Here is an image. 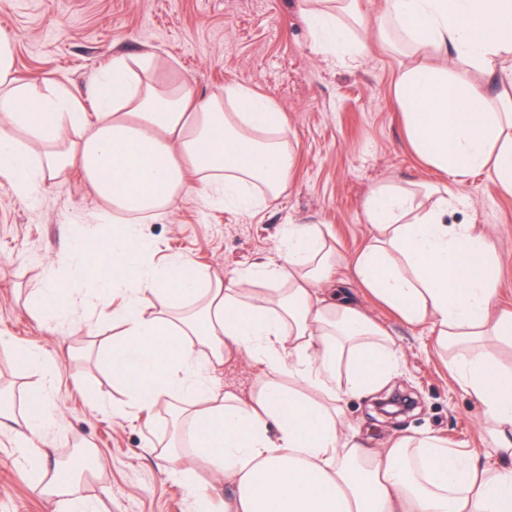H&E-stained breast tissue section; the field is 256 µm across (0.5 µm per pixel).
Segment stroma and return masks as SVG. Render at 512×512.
Masks as SVG:
<instances>
[{"mask_svg": "<svg viewBox=\"0 0 512 512\" xmlns=\"http://www.w3.org/2000/svg\"><path fill=\"white\" fill-rule=\"evenodd\" d=\"M365 23L357 32L364 55L337 60L314 52L295 0H0V34L15 40V69L26 81L60 84L88 99L113 56L158 58L161 77L185 79L200 95L238 84L275 100L284 113L295 164L286 192L249 216L183 193L167 217L140 230L156 244L150 261L190 257L213 280H229L276 258L284 224H316L334 239L340 285L395 340L401 368L388 390L410 393L412 411L379 415L374 396L344 403L348 430L382 441L402 432L428 433L481 464H500L479 403L461 389L429 325H410L355 279L356 256L375 236L365 215L373 190L385 185L440 184L445 174L413 151L395 85L409 57L382 45L376 19L383 0H358ZM469 206L450 211L452 224H472L492 245L499 266L496 305L512 310V196L494 175L474 173L457 185ZM104 202L68 170L26 198L0 184V338L40 348L55 361L50 399L56 421L47 431L46 467L86 448L95 465L68 492L50 496L44 475L22 481L24 459L15 423L0 424V512H68L82 497L98 512H196L181 485L182 460L168 461L175 432L170 406L140 412L126 388L98 359L120 327L88 329L75 320L49 331L26 307L46 268L68 288L86 283L63 261L79 235L107 232ZM263 376L246 357H230L211 373L220 390L250 396ZM43 384L40 373L0 349V389L22 412ZM115 407L126 416L112 415Z\"/></svg>", "mask_w": 512, "mask_h": 512, "instance_id": "1", "label": "stroma"}]
</instances>
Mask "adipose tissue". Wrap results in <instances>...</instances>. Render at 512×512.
<instances>
[{"label": "adipose tissue", "instance_id": "1", "mask_svg": "<svg viewBox=\"0 0 512 512\" xmlns=\"http://www.w3.org/2000/svg\"><path fill=\"white\" fill-rule=\"evenodd\" d=\"M382 20L410 44L413 62L395 94L414 150L448 174L443 187H381L366 203L376 237L355 262L357 279L411 325L430 323L453 351L450 369L481 404L500 449L512 456V367L489 351L512 347V311H496L497 262L483 233L448 223L466 205L455 184L492 170L512 196V97L491 108L481 87L458 76L512 54V0H384ZM312 47L359 56L365 43L341 21L351 0H303ZM94 112L65 87L15 75L14 41L0 36V179L22 198L68 169L108 203L102 239H83L66 262L88 284L74 294L44 275L30 294L45 323L84 303L111 307L120 342L99 360L130 391L133 407L178 402L196 492L195 465L233 486L224 512H512V463L487 469L430 434L367 448L345 433L346 398L368 394L399 370L395 341L354 303L328 300L336 255L315 225H285L278 257L228 282H211L185 257L156 268L137 233L161 220L179 195L253 214L285 191L294 153L279 105L240 85L199 96L186 80L157 77L155 55L113 57L94 89ZM78 130V139L68 137ZM164 299L147 313L149 298ZM244 354L266 379L250 399L210 380L225 357ZM56 415L34 393L19 433L30 470Z\"/></svg>", "mask_w": 512, "mask_h": 512}]
</instances>
